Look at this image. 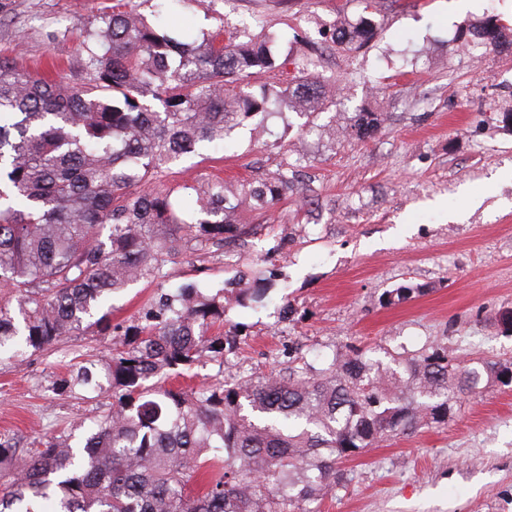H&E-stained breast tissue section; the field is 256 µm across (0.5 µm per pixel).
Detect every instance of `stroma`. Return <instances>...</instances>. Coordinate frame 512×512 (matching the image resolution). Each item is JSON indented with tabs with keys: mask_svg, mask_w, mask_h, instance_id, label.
<instances>
[{
	"mask_svg": "<svg viewBox=\"0 0 512 512\" xmlns=\"http://www.w3.org/2000/svg\"><path fill=\"white\" fill-rule=\"evenodd\" d=\"M115 0H0V57L33 72L76 70L77 36ZM150 23L175 36L216 29L277 38L280 78L303 54L337 79L340 105L268 119L276 146L251 126L230 148H202L178 183L202 175L255 181L281 160L300 162L302 184L273 208L244 214L232 263L223 248L185 250L168 261L167 290L198 283L206 294L267 256L278 280L265 303L225 304V327L245 339L238 360L280 372L302 349L308 360L353 344L368 357L408 356L423 345L457 361L512 360V52L473 58L469 29L488 17L512 24V0H135ZM373 21L368 47L339 53L324 41L338 18ZM386 115L364 143L342 126L357 108ZM419 294L390 307L383 292ZM112 338L62 337L22 365L0 362V435L83 438L107 397L63 392L70 364L97 361ZM344 487L321 512H512V386L462 398L447 425L382 443L345 465Z\"/></svg>",
	"mask_w": 512,
	"mask_h": 512,
	"instance_id": "obj_1",
	"label": "stroma"
}]
</instances>
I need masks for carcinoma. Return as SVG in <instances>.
I'll return each instance as SVG.
<instances>
[{
  "label": "carcinoma",
  "instance_id": "1",
  "mask_svg": "<svg viewBox=\"0 0 512 512\" xmlns=\"http://www.w3.org/2000/svg\"><path fill=\"white\" fill-rule=\"evenodd\" d=\"M474 48L512 51V27L469 30ZM370 22L343 20L331 48L354 52ZM270 34L222 30L182 43L130 0L79 40L81 73L50 79L0 57V356L17 364L64 336L115 333L111 355L76 362L62 389L107 394L84 443L44 436L25 448L0 436V512H317L346 481L343 462L398 435L448 424L457 401L512 385V361L461 363L431 345L385 363L348 346L323 367L303 355L258 376L229 355L241 343L224 325V290H165L164 265L187 243L199 251L237 232L238 208L265 210L294 187L283 163L253 183L202 177L187 185L197 218L182 219L171 167L209 145L225 149L243 123L270 112L312 115L334 96L318 56L278 78ZM383 112L363 107L344 136L364 141ZM140 281L158 300L137 322L112 325V299ZM264 270L238 288L260 302ZM420 291L384 292L396 305ZM214 362L222 379L191 390L174 375Z\"/></svg>",
  "mask_w": 512,
  "mask_h": 512
}]
</instances>
